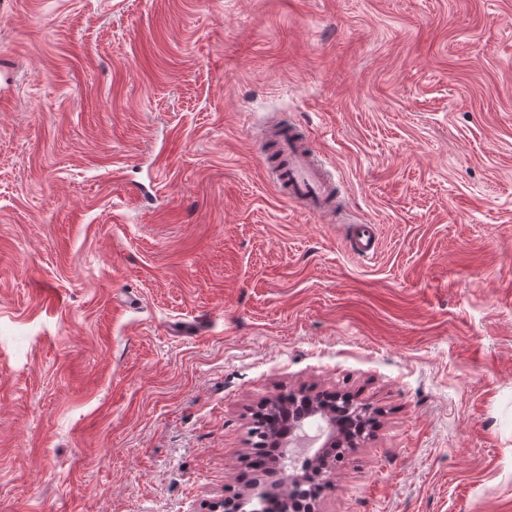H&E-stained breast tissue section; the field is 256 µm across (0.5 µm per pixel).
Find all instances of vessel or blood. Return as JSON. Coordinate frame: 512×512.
<instances>
[{
    "mask_svg": "<svg viewBox=\"0 0 512 512\" xmlns=\"http://www.w3.org/2000/svg\"><path fill=\"white\" fill-rule=\"evenodd\" d=\"M272 141L280 152V165L271 177L281 189L282 197L309 214L325 217L334 206L335 186L311 142L297 132L274 130Z\"/></svg>",
    "mask_w": 512,
    "mask_h": 512,
    "instance_id": "b4317fda",
    "label": "vessel or blood"
}]
</instances>
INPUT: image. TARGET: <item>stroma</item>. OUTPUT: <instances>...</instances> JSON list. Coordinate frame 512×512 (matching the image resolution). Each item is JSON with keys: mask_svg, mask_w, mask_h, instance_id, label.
<instances>
[{"mask_svg": "<svg viewBox=\"0 0 512 512\" xmlns=\"http://www.w3.org/2000/svg\"><path fill=\"white\" fill-rule=\"evenodd\" d=\"M301 389L320 512H512V0H0V512H220ZM271 140L277 143L283 166H273L270 175L282 198L320 218L328 216L335 201V184L311 142L297 132L288 135L277 127ZM355 244L360 257H370L375 253L376 238L372 224H356ZM305 397L302 406H288V434L295 430V423L300 421L306 414H321L330 421V429L327 433L326 440L321 446L322 448H341V447H357L352 436L343 431L344 426L349 427L350 421L357 425L358 422L364 420L363 415L369 412L367 406H358L353 403V398L349 395L336 394L335 397L310 395L302 391ZM342 398L345 405H340ZM362 413V414H361ZM350 416V420L347 418ZM337 429V431H336Z\"/></svg>", "mask_w": 512, "mask_h": 512, "instance_id": "stroma-1", "label": "stroma"}]
</instances>
